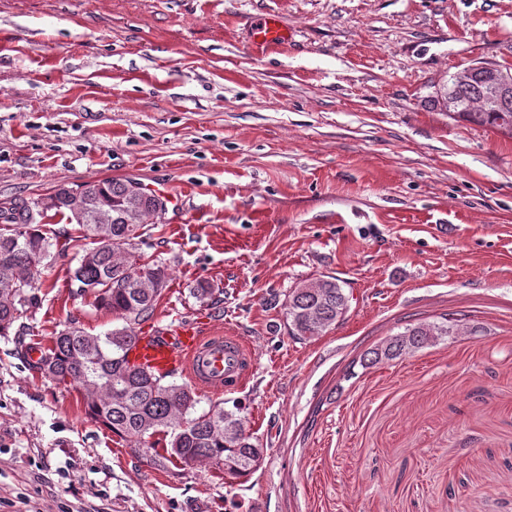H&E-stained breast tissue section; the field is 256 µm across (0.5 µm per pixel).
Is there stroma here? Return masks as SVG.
<instances>
[{
  "instance_id": "35a3bbf8",
  "label": "stroma",
  "mask_w": 512,
  "mask_h": 512,
  "mask_svg": "<svg viewBox=\"0 0 512 512\" xmlns=\"http://www.w3.org/2000/svg\"><path fill=\"white\" fill-rule=\"evenodd\" d=\"M276 13L285 44L257 51ZM512 58V0H0V202L119 178L190 201L137 252L170 280L141 329L243 337L240 402L266 450L229 484L112 434L25 346L122 327L57 247L0 335V512H512V138L449 116L434 87ZM329 275L346 320L292 339L279 304ZM208 285L210 295L193 290ZM469 334L349 377L406 325ZM285 38L284 30L275 15H265L255 20L251 27V40L259 47L278 45Z\"/></svg>"
}]
</instances>
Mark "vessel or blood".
I'll return each mask as SVG.
<instances>
[{
  "label": "vessel or blood",
  "mask_w": 512,
  "mask_h": 512,
  "mask_svg": "<svg viewBox=\"0 0 512 512\" xmlns=\"http://www.w3.org/2000/svg\"><path fill=\"white\" fill-rule=\"evenodd\" d=\"M284 37L274 15L262 16L252 24L251 40L256 46H275ZM128 359L159 374L182 372L194 385L212 393L243 388L253 372V353L242 337L193 322L144 332Z\"/></svg>",
  "instance_id": "vessel-or-blood-1"
}]
</instances>
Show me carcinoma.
<instances>
[{"instance_id": "1", "label": "carcinoma", "mask_w": 512, "mask_h": 512, "mask_svg": "<svg viewBox=\"0 0 512 512\" xmlns=\"http://www.w3.org/2000/svg\"><path fill=\"white\" fill-rule=\"evenodd\" d=\"M485 92L486 85L474 78L446 86L433 102L466 122L501 131L506 118L512 119V99L500 112H481L475 103ZM163 209L159 196L118 179L60 186L41 199L1 203L0 270L8 271L10 279H0V335L22 317L50 257L53 241L41 224L47 212L67 215L90 238L107 235V242L95 241L83 251L69 282L78 293L94 294L96 305L125 325L102 336L67 327L52 338L51 347L32 362V368L50 380L73 385L84 395L87 414L120 437L141 441L159 433L169 436L161 459L176 458L185 465L206 461L233 478L247 477L262 465L265 449L258 441L241 443L231 437L242 419L240 407L227 410L220 402L200 412L190 386L170 382L127 359L137 339L135 325L154 311L164 292L152 287L150 279L169 282L166 266L143 263L134 252L146 219ZM281 307L288 334L301 341L322 336L343 322L350 299L339 279L322 276L289 289ZM463 332L460 320L452 317L409 324L367 350L359 365L367 370L398 361Z\"/></svg>"}]
</instances>
